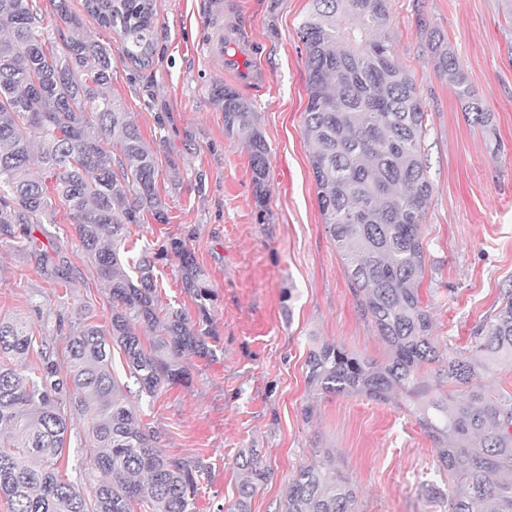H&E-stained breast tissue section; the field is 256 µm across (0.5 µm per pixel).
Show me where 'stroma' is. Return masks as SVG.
Here are the masks:
<instances>
[{
    "instance_id": "stroma-1",
    "label": "stroma",
    "mask_w": 512,
    "mask_h": 512,
    "mask_svg": "<svg viewBox=\"0 0 512 512\" xmlns=\"http://www.w3.org/2000/svg\"><path fill=\"white\" fill-rule=\"evenodd\" d=\"M82 31L109 44L111 91L156 150L167 219L130 225L133 253L184 238L216 293L212 309L222 354L198 360L189 384L143 398L140 417L161 450L201 466L191 512H230L245 477L236 461L257 450L269 481L249 512H284L289 479L326 461L357 487L355 512H446L426 488L438 483L435 447L406 408L354 394L313 396L305 361L314 343L333 342L384 361L387 349L353 295L325 230L302 127L305 49L297 29L310 0H155L157 49L139 68L119 38L70 0ZM393 40L426 103L425 154L434 183L426 211L423 298L441 349L470 348L474 333L512 288V32L500 0H392ZM444 35L493 126L472 123L447 78L438 76L421 27ZM252 65L250 81L224 65L219 40ZM246 99L269 147L270 191L258 212L246 148L224 132L215 87ZM161 304L194 312L174 257L156 259ZM106 284L85 271L68 295L37 273L15 241L0 242V319L51 336L57 312L92 307L109 326Z\"/></svg>"
}]
</instances>
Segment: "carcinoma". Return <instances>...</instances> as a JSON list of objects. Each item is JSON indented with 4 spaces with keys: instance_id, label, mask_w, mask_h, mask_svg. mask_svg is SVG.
<instances>
[{
    "instance_id": "carcinoma-1",
    "label": "carcinoma",
    "mask_w": 512,
    "mask_h": 512,
    "mask_svg": "<svg viewBox=\"0 0 512 512\" xmlns=\"http://www.w3.org/2000/svg\"><path fill=\"white\" fill-rule=\"evenodd\" d=\"M53 19L74 34L58 50L45 38L38 0H0V241L20 236L40 276L56 288L82 278L46 225L67 210L77 251L107 282L110 326L75 310L67 356L48 341L27 362L32 336L20 320L0 321V498L7 512H190L198 470L158 450L141 427L124 386L112 375L111 345L120 348L138 396L186 385L185 360L217 357L213 290L186 240L170 238L158 254L178 259L196 318L158 305L151 247L126 258L127 228L149 213L164 219L158 157L110 93L112 49L78 34L69 0H51ZM86 12L120 37L123 57L152 62L154 0H84ZM392 0H311L298 26L305 48L308 101L303 129L326 233L364 316L387 346L382 363L321 343L309 350L306 385L317 395L359 394L388 402L400 392L433 440L440 483L429 493L447 512H512V394L473 383L491 364L512 367V289L474 337L469 353L440 354L432 316L423 306L425 223L433 182L424 160L425 104L409 69L395 58ZM426 47L473 122L492 126L454 51L431 32ZM215 102L224 131L244 143L256 206L269 192V150L250 105L230 88ZM42 237H37V234ZM134 266L132 276L127 267ZM151 331L143 342L136 327ZM444 361L459 399L431 395L421 368ZM85 418V478L66 482L56 462L73 412ZM246 471L234 512H249L267 480L258 455ZM355 486L332 466H302L288 481L285 512H354Z\"/></svg>"
}]
</instances>
